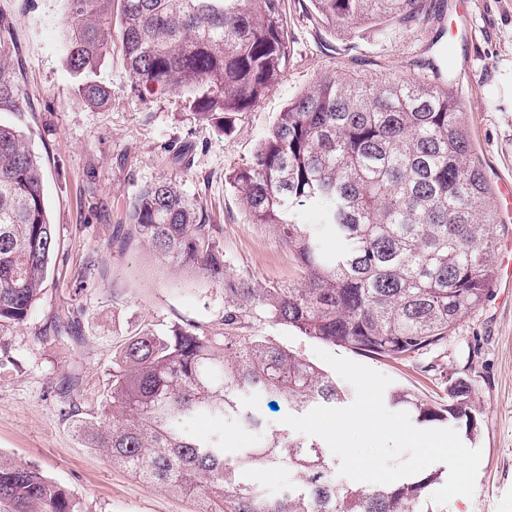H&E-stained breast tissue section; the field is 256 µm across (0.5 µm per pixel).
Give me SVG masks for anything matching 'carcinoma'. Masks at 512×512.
Wrapping results in <instances>:
<instances>
[{
    "label": "carcinoma",
    "mask_w": 512,
    "mask_h": 512,
    "mask_svg": "<svg viewBox=\"0 0 512 512\" xmlns=\"http://www.w3.org/2000/svg\"><path fill=\"white\" fill-rule=\"evenodd\" d=\"M66 61L78 93L95 109L109 89L94 78L117 46L140 93L178 91L201 124L226 127L258 105L283 72L287 34L281 0H66ZM327 25H375L384 36L421 28L432 0H311ZM119 44H114L112 23ZM20 104L0 63V106ZM250 222L276 232L293 251L300 282L257 288L235 274L204 207L176 181L159 178L125 201L115 241L138 237L159 259L224 292L223 331L194 324L142 329L122 347L108 399L98 412L62 409L91 449L112 465L197 503L196 512H434L422 509L437 475L370 488H345L314 440L272 432L258 448L225 455L224 437L200 438L199 415L255 429L240 395L259 390L291 407L334 404L336 383L294 353L242 330L253 321L291 327L334 346L405 361L448 339L490 295L499 214L475 160L465 112L450 85L412 75L366 80L321 76L280 113L251 163L228 177ZM323 210L335 247L303 221ZM55 229L43 175L21 131L0 126V325L24 322L51 272ZM78 321L63 310L54 332ZM468 375L448 379V403L415 393L394 402L422 423L462 421L481 429ZM259 466H286L302 485L271 496L244 480ZM5 512H85L72 492L38 469L0 456Z\"/></svg>",
    "instance_id": "carcinoma-1"
}]
</instances>
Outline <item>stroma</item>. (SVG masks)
<instances>
[{
	"label": "stroma",
	"mask_w": 512,
	"mask_h": 512,
	"mask_svg": "<svg viewBox=\"0 0 512 512\" xmlns=\"http://www.w3.org/2000/svg\"><path fill=\"white\" fill-rule=\"evenodd\" d=\"M468 37L456 40L449 20L436 17L419 29L389 38L363 26L339 36L322 26L310 0H283L288 62L260 103L239 113L229 129L200 125L172 92L139 96L119 53L97 69L111 103L88 107L62 47L65 0H0V42L6 65L20 82V108L0 107V125L22 131L44 171L48 217L56 229L55 269L42 298L20 324L0 326V454L37 466L79 497L86 512H195L193 501L144 483L112 467L103 452L86 448L60 410L57 387L78 375L81 410L97 407L112 380L115 354L145 327L195 323L221 328L224 296L197 277H182L135 242H112L124 202L139 188L167 176L202 203L230 268L264 286L298 280L291 250L271 230L249 223L227 174L250 163L280 112L320 76L354 74L366 79L425 73L444 61L464 105L475 155L492 186L512 181V0H468ZM189 153L187 167L171 163V151ZM74 311L78 338L47 335L55 312ZM247 335L269 340L310 362L325 375L333 369L315 354L320 342L271 322H254ZM329 353L368 366L428 401H447L448 375L473 383L482 413L472 447L481 449L473 497L457 496L438 512H512V288L493 289L463 319L447 342L393 363L329 346ZM247 409L265 427L198 421L206 435L224 433L227 455L279 430L287 406L271 409L267 394L246 397Z\"/></svg>",
	"instance_id": "obj_1"
}]
</instances>
